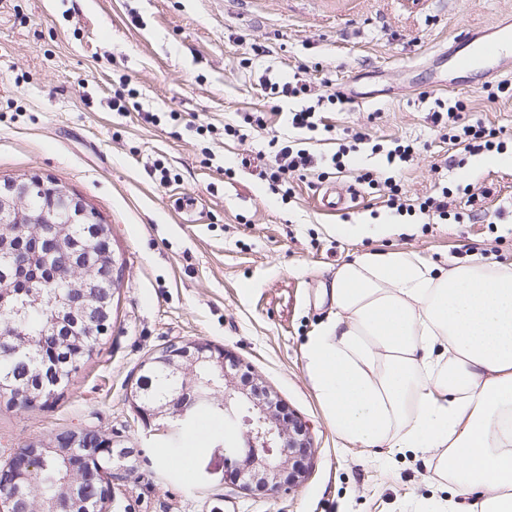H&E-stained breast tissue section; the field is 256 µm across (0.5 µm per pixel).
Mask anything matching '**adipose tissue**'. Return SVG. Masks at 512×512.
Returning a JSON list of instances; mask_svg holds the SVG:
<instances>
[{
    "instance_id": "adipose-tissue-1",
    "label": "adipose tissue",
    "mask_w": 512,
    "mask_h": 512,
    "mask_svg": "<svg viewBox=\"0 0 512 512\" xmlns=\"http://www.w3.org/2000/svg\"><path fill=\"white\" fill-rule=\"evenodd\" d=\"M327 293L305 371L337 435L428 453L457 512H512V266L365 253Z\"/></svg>"
}]
</instances>
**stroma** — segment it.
Returning a JSON list of instances; mask_svg holds the SVG:
<instances>
[{"instance_id":"35a3bbf8","label":"stroma","mask_w":512,"mask_h":512,"mask_svg":"<svg viewBox=\"0 0 512 512\" xmlns=\"http://www.w3.org/2000/svg\"><path fill=\"white\" fill-rule=\"evenodd\" d=\"M510 17L512 0H0V180L37 174L64 184L111 225L125 262L91 359L47 403L21 409L0 399V459L69 429L110 436L137 451L113 484L111 512H423L452 501V485L424 459L336 436L304 351L330 317L331 273L355 255L512 264V154L455 149L431 120L439 104L463 99L471 117L512 135V98L489 102L492 76L449 72L444 56L461 29ZM254 44L265 54L250 55ZM293 75L314 95L332 87L361 99L326 110L332 132L290 130L286 114L300 101L276 102L263 83ZM148 112L157 122L145 121ZM244 112L265 113L267 130L225 138V123ZM201 124L211 133L197 135ZM360 128L372 144L343 173L294 178L285 198L240 164L274 134L321 163ZM397 139L419 148L403 166L406 197L451 188L454 219L397 213L355 183L360 168L393 175L385 151ZM157 160L173 182L152 175ZM326 183L349 197L347 210L321 209ZM352 224L408 230L359 239ZM190 340L235 352L307 424L312 456L299 485L233 484L225 460L242 439L218 415L192 481L158 459L181 453L199 420L155 432L131 393L149 358Z\"/></svg>"}]
</instances>
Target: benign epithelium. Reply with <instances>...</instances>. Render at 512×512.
Masks as SVG:
<instances>
[{"label": "benign epithelium", "instance_id": "7a95c632", "mask_svg": "<svg viewBox=\"0 0 512 512\" xmlns=\"http://www.w3.org/2000/svg\"><path fill=\"white\" fill-rule=\"evenodd\" d=\"M52 190L62 203V212L50 225L28 207V199ZM0 223L35 224L46 237L59 239L69 235L71 224L91 225L90 236L73 240L67 250L53 254L57 265L79 277L81 295L66 301L77 319L92 320L109 305L112 297L98 299L103 288L116 290L122 262L112 246L102 254L91 253L90 244L100 239L111 242L108 225L86 201L60 183H48L39 176L5 179L0 182ZM161 366L176 381L172 396L151 399L142 395L145 379H140L133 400L145 424L156 420L187 419L200 403H209L224 411V426L244 429L245 455L227 460L231 475L241 480L245 490L275 491L289 489L299 482L311 454L308 428L299 417L288 412L270 390L255 377L231 351L205 342L173 343L144 365V372ZM60 382L36 392L13 393L9 401L19 407H31L56 393ZM244 406L248 414L237 416ZM87 430L74 429L50 440H36L13 453L0 464V488L9 489L10 499L26 496L37 484L39 465L47 457H62L72 477L58 495L43 503L40 512H69L63 503L83 506L86 512H108L112 504V485L117 476L132 468L136 450L118 448L112 438L100 435L98 442H85ZM104 486L97 497L88 489Z\"/></svg>", "mask_w": 512, "mask_h": 512}]
</instances>
